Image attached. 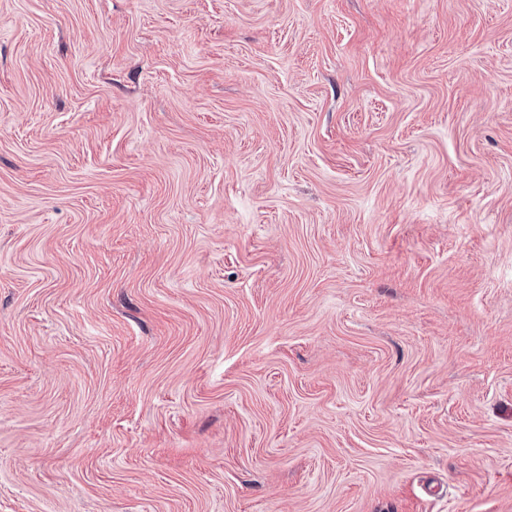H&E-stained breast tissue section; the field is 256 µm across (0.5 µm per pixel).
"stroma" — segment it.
I'll return each instance as SVG.
<instances>
[{"label":"stroma","mask_w":512,"mask_h":512,"mask_svg":"<svg viewBox=\"0 0 512 512\" xmlns=\"http://www.w3.org/2000/svg\"><path fill=\"white\" fill-rule=\"evenodd\" d=\"M0 512H512V0H0Z\"/></svg>","instance_id":"35a3bbf8"}]
</instances>
